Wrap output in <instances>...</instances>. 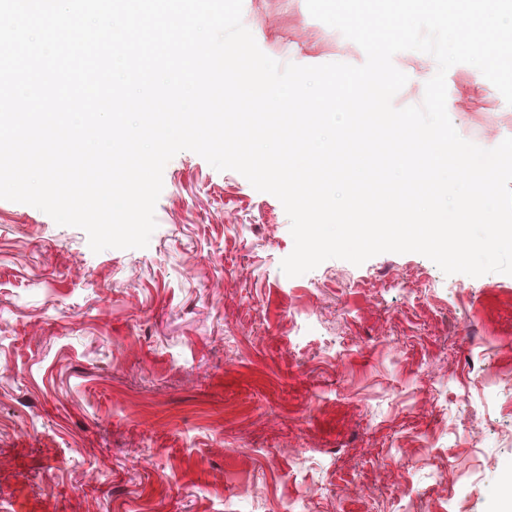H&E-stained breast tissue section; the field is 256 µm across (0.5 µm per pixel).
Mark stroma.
<instances>
[{
  "label": "stroma",
  "mask_w": 512,
  "mask_h": 512,
  "mask_svg": "<svg viewBox=\"0 0 512 512\" xmlns=\"http://www.w3.org/2000/svg\"><path fill=\"white\" fill-rule=\"evenodd\" d=\"M280 63L363 64L306 0H243ZM395 107L435 60L403 51ZM457 132L512 106L446 74ZM147 247L0 200V512H491L512 473V275L418 253L287 277L280 200L191 151L163 172Z\"/></svg>",
  "instance_id": "stroma-1"
}]
</instances>
